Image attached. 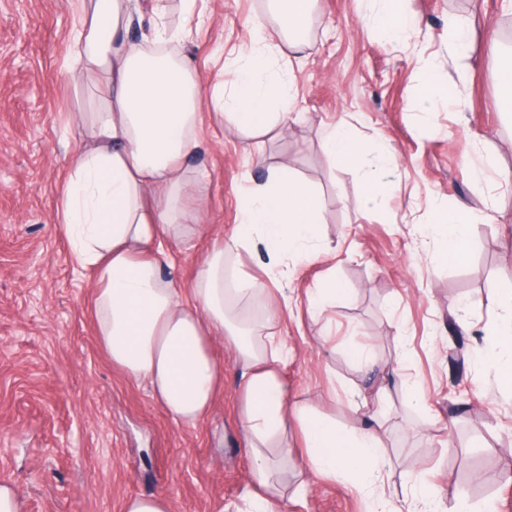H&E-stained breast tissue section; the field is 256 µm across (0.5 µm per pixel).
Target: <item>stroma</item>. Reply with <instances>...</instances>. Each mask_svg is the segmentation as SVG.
Masks as SVG:
<instances>
[{"mask_svg":"<svg viewBox=\"0 0 512 512\" xmlns=\"http://www.w3.org/2000/svg\"><path fill=\"white\" fill-rule=\"evenodd\" d=\"M206 20L173 52L215 92L224 58L252 22L273 42L285 33L268 0H204ZM418 28L398 44L371 32L373 0H317L306 48L289 68L298 90L287 127L249 138L203 106L199 148L189 170L206 175L187 208H203L192 247L172 245L177 287L193 280L217 237L240 219L246 187L282 163L317 188L318 237L328 259L285 263L269 277L242 255L241 274L268 293L289 288L277 326L291 355L284 376L292 398L339 424L351 402L386 388L384 439L390 482L420 471L437 486L465 488L473 512H512V396L479 372L471 352L495 315L490 298L512 290V112L495 108L499 71L512 57L503 42L512 0H404ZM468 30L467 49L448 55V21ZM75 0H0V483L17 489L22 512H122L132 495L163 493L176 512H219L239 502L250 460L239 430L241 372L231 345L216 342L224 391L205 421L176 424L146 386L115 368L96 332L94 279L82 271L59 224L63 172L81 140L71 122L93 111L88 80L69 70ZM455 94L430 112L415 99L429 71ZM343 122L361 141L384 142L398 166L385 199L364 209L359 170L332 164L326 126ZM469 212L466 260L437 264L422 235L432 201ZM341 288L323 308L307 291ZM460 304L461 317L448 311ZM365 349L384 372L353 360ZM419 385L424 404L409 403ZM287 512H371L373 495L283 462ZM307 482L305 495L292 491Z\"/></svg>","mask_w":512,"mask_h":512,"instance_id":"1","label":"stroma"}]
</instances>
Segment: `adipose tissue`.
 <instances>
[{
	"label": "adipose tissue",
	"mask_w": 512,
	"mask_h": 512,
	"mask_svg": "<svg viewBox=\"0 0 512 512\" xmlns=\"http://www.w3.org/2000/svg\"><path fill=\"white\" fill-rule=\"evenodd\" d=\"M277 2L289 30L287 46L250 36L226 58L230 79L217 96L188 62L164 52V45L182 37L163 21L168 0H76L80 24L70 68L92 80L98 105L73 117L87 139L70 160L59 207L78 266L95 275L101 347L174 422L193 426L211 412L224 386V367L212 346L219 340L233 346L242 378L239 424L251 458L247 499L254 512L282 508L273 487L277 462L291 450L290 421L302 429L309 468L344 480L356 493L383 484L387 458L386 389L355 407L344 427L299 408L283 375L287 341L272 332L258 336L229 303L233 296L250 297L267 322L279 320L277 301L252 278L225 280L227 261L260 252L272 271L284 258L309 261L321 254V197L288 165L268 169L265 181L244 192L239 224L202 258L188 288L176 287L169 267L166 243H190L187 226L201 220L181 200L196 187L185 163L198 148L203 104L225 111L244 133H268L288 120L296 90L278 61L284 48H297L315 0ZM136 27L142 30L138 43L129 38ZM324 149L331 162L361 169L363 203L386 193L384 174L394 162L388 145L365 148L341 123L326 132ZM368 153L374 163L367 167ZM424 235L437 245L440 264H459L467 252L468 217L435 205ZM498 303L497 321L475 341L473 357L492 371L502 391L512 393V294Z\"/></svg>",
	"instance_id": "adipose-tissue-1"
}]
</instances>
